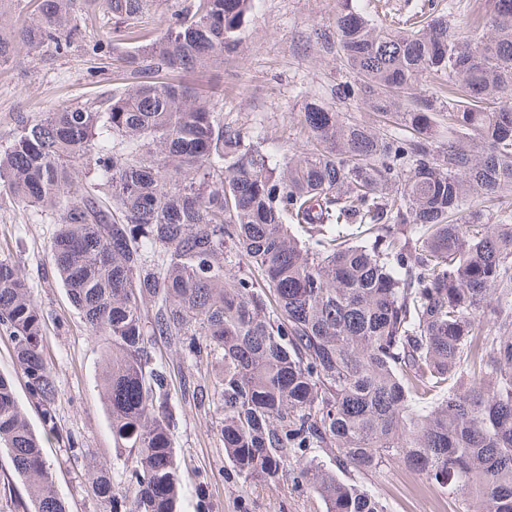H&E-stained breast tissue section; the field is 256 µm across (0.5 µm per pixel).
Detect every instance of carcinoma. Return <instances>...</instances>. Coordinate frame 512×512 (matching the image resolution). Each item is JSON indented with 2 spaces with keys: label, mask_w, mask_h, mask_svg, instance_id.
<instances>
[{
  "label": "carcinoma",
  "mask_w": 512,
  "mask_h": 512,
  "mask_svg": "<svg viewBox=\"0 0 512 512\" xmlns=\"http://www.w3.org/2000/svg\"><path fill=\"white\" fill-rule=\"evenodd\" d=\"M13 2L0 0V64L82 46L94 0H33L17 30ZM253 3L191 0L120 51L126 88L23 116L0 142V187L51 215L54 276L106 340L105 412L130 452L120 480L97 469L98 497L178 512L161 339L220 366L224 457L245 480L288 474L325 512H387L317 460L328 449L348 473L404 464L448 490L452 512H512V0H485L482 36L446 14L377 24L341 0L312 42L345 72L333 102L306 96L305 138L282 153L181 81L237 53ZM104 4L102 25L129 34L148 10ZM351 104L376 124L344 117ZM0 327L56 435L44 318L8 258ZM0 448L33 512H68L2 375Z\"/></svg>",
  "instance_id": "1"
}]
</instances>
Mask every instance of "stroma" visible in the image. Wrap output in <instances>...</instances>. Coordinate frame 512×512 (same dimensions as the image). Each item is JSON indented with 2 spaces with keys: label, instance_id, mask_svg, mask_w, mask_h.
Wrapping results in <instances>:
<instances>
[{
  "label": "stroma",
  "instance_id": "obj_1",
  "mask_svg": "<svg viewBox=\"0 0 512 512\" xmlns=\"http://www.w3.org/2000/svg\"><path fill=\"white\" fill-rule=\"evenodd\" d=\"M336 0H257L236 58L218 76L187 74L202 88L219 84L217 102L225 120L261 133L296 138L304 96L329 97L341 69L320 55L311 41L314 28L328 26ZM125 87L118 60H96L83 49L63 55H31L18 50L0 67V139L17 117L48 112L77 101H92ZM50 222H34L28 207L0 192V258L24 270L31 296L45 319L43 352L55 374L59 434L45 438L44 456L55 491L69 512H111L88 482L98 465H117L127 451L115 447L98 384L103 338L93 337L51 272ZM153 355L171 372L170 398L181 417L177 461L183 480L179 512H324L318 495L291 477L246 481L224 457L220 438L223 412L217 401L197 405L189 388L206 377V358L157 343ZM0 375L12 380L29 424L41 429V411L30 401L14 343L0 330ZM359 482L386 502L389 512H449L448 493L423 475L397 463L359 475Z\"/></svg>",
  "mask_w": 512,
  "mask_h": 512
}]
</instances>
